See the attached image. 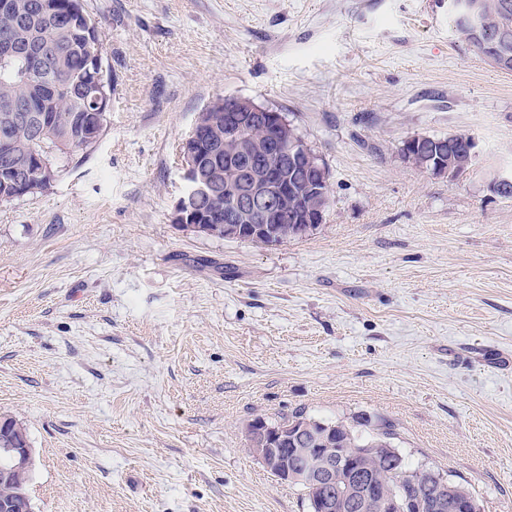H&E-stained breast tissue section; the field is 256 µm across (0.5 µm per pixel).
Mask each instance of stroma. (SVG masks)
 <instances>
[{"label": "stroma", "instance_id": "1", "mask_svg": "<svg viewBox=\"0 0 512 512\" xmlns=\"http://www.w3.org/2000/svg\"><path fill=\"white\" fill-rule=\"evenodd\" d=\"M106 128L0 202V415L34 512H306L249 450L297 411L394 424L412 466L512 512V74L448 0H82ZM219 97L282 112L329 170L323 223L268 247L183 229L179 148ZM478 142L455 180L413 135ZM411 136L405 140V144L402 147V157L404 161L410 165L411 167L419 170L426 171L427 173L433 176H441L448 174V178L450 180L456 179L461 176L456 170H460V173L463 175L467 171H469L468 166L473 163L476 158V141L473 137L468 141L466 146V157H462L459 160L452 158L448 159L445 162V165L442 163H438L434 166H428L429 160L423 155L420 151L421 149L428 157H439L443 154V157H447L448 150L454 151H462L464 140L467 137V134H452L448 136ZM456 166L455 171L451 170L448 173V167L452 164ZM3 427L0 429V453L7 461L6 466L0 467V479L7 478L22 484L24 475L33 468L34 448L27 442L26 428L12 417H1Z\"/></svg>", "mask_w": 512, "mask_h": 512}]
</instances>
